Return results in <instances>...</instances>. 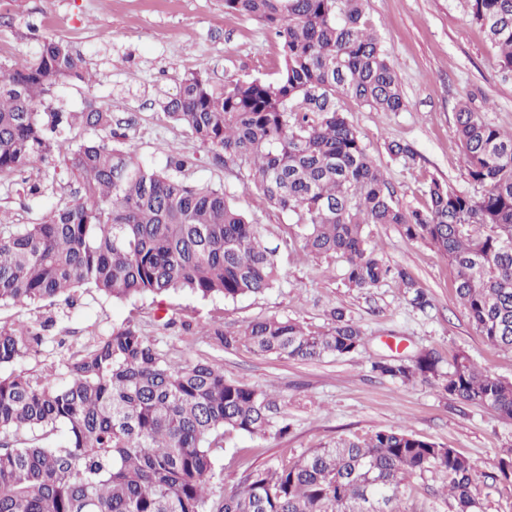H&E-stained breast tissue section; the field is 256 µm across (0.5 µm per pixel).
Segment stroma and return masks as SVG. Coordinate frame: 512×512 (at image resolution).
<instances>
[{
  "instance_id": "obj_1",
  "label": "stroma",
  "mask_w": 512,
  "mask_h": 512,
  "mask_svg": "<svg viewBox=\"0 0 512 512\" xmlns=\"http://www.w3.org/2000/svg\"><path fill=\"white\" fill-rule=\"evenodd\" d=\"M365 8L383 37L408 108L377 112L351 97L341 98L339 107L395 201L424 209L426 187L434 178L454 190L479 194L461 159L455 115L459 102L469 97L487 122L512 130V74L501 71L497 47L460 0H366ZM30 23L40 35L68 41L96 75L91 84L73 79L58 86L46 98L45 109L80 112L92 102L108 107L127 134L126 147L152 168H166L174 147L193 157L192 180L223 188L228 200L259 225L286 277L264 293L234 300H204L178 290L115 301L93 290L78 291L74 306L58 305L56 324L40 350L14 363L13 371L47 373L58 363L61 343H83L132 323L173 358H219L225 377L266 390L279 415L288 419L291 430L284 438L225 437L218 461L225 486L337 439L385 428L405 429L456 449L475 460L480 473L494 471L500 456L512 448L511 422L481 406L457 402L437 382L404 383L372 369L383 358L411 359L432 351L448 364L462 353L512 381V351L490 346L474 328L456 298L455 271L447 257L429 243L408 240L397 226L375 225L371 244L378 255L409 271L433 306L424 312L414 309L391 280L368 290L350 287L342 258L306 255L293 217L247 189L246 169L217 159L157 108L159 97L175 95L181 79L193 73L218 87L236 79L275 78L281 57L273 31L255 18L225 11L224 0H0V62L13 63L30 51L25 36ZM391 140L413 145L416 163L393 160L385 148ZM42 171L37 163L24 176L0 180V208L12 212L16 223L39 222L69 198L71 181L61 164L55 194L24 192V181L38 180ZM334 307L343 308L361 327L365 345L359 353L294 361L260 356L243 344L217 347L198 336L216 320L239 331L273 317L323 333L331 326Z\"/></svg>"
}]
</instances>
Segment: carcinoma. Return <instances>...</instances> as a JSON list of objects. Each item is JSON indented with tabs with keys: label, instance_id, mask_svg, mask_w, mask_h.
<instances>
[{
	"label": "carcinoma",
	"instance_id": "carcinoma-1",
	"mask_svg": "<svg viewBox=\"0 0 512 512\" xmlns=\"http://www.w3.org/2000/svg\"><path fill=\"white\" fill-rule=\"evenodd\" d=\"M462 2L499 49L500 68L512 71V0ZM224 6L274 31L279 77L217 90L192 74L161 102L164 116L245 166L247 187L294 217L307 254L344 259L353 288L391 278L414 308L426 310L427 291L377 255L369 226L394 224L408 239L436 246L456 270L455 292L476 330L490 345L512 350V131L462 102L456 135L468 176L483 194L433 179L425 209H404L339 109L343 96L376 112L407 107L365 17V0ZM26 28L34 50L0 67V176L58 156L74 187L69 201L37 224H15L0 212V305H53L83 287L115 300L179 289L234 300L273 288L282 278L275 250L223 188L188 181L194 159L174 147L171 174L139 163L121 146L125 135L112 127L107 107L38 111L55 87L92 75L69 43ZM76 126L91 137L74 140ZM387 152L405 165L417 158L400 141L388 142ZM54 185L46 169L28 191L42 195ZM476 225L488 232L475 233ZM330 316L325 333L267 318L236 333L215 321L200 335L223 348L245 343L261 355L300 361L360 351L359 325L340 308ZM53 323L48 317L37 326H0V366L34 351ZM439 363L426 353L411 364L378 361L372 368L402 382L434 379L451 398L512 420V381L464 354L446 373ZM275 406L266 391L224 377L219 360L174 361L125 324L69 353L55 377L0 375V512H416L405 488L427 472L441 476L448 512H481L474 461L392 428L313 448L213 490V481H223L216 466L224 435L288 433V424L273 418ZM487 478L512 486V449Z\"/></svg>",
	"mask_w": 512,
	"mask_h": 512
}]
</instances>
